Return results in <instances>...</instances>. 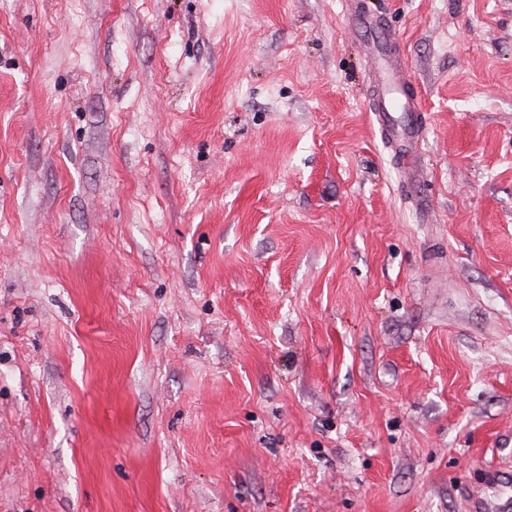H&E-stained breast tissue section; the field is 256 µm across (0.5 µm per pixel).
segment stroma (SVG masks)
Here are the masks:
<instances>
[{"label":"stroma","mask_w":512,"mask_h":512,"mask_svg":"<svg viewBox=\"0 0 512 512\" xmlns=\"http://www.w3.org/2000/svg\"><path fill=\"white\" fill-rule=\"evenodd\" d=\"M510 496L512 0H0V512ZM353 32L373 31L369 44L376 62V78L380 90L375 99L372 112L383 132L388 137H395L401 142L403 152L410 170L415 166V148L419 138L421 124L420 109L414 96L406 93V78L400 63L391 59L388 45L391 42V31L381 26L370 15L354 12L348 22ZM397 112L404 115V121L395 116Z\"/></svg>","instance_id":"1"}]
</instances>
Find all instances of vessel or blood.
<instances>
[{
    "label": "vessel or blood",
    "mask_w": 512,
    "mask_h": 512,
    "mask_svg": "<svg viewBox=\"0 0 512 512\" xmlns=\"http://www.w3.org/2000/svg\"><path fill=\"white\" fill-rule=\"evenodd\" d=\"M349 25L353 32L369 30L373 33L370 45L377 62L376 78L380 86L374 103L375 116L382 131L400 141L407 163H414L421 123L420 109L415 97L409 96L405 90L403 69L388 52L391 32L361 12L353 13Z\"/></svg>",
    "instance_id": "1"
}]
</instances>
